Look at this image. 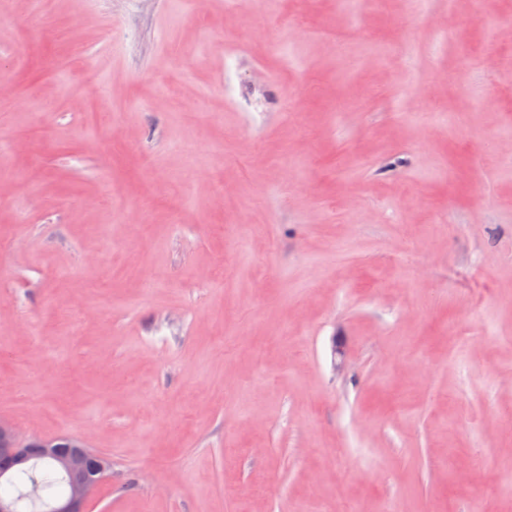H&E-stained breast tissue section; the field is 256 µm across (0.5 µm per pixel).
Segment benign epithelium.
I'll return each instance as SVG.
<instances>
[{"label": "benign epithelium", "instance_id": "7a95c632", "mask_svg": "<svg viewBox=\"0 0 512 512\" xmlns=\"http://www.w3.org/2000/svg\"><path fill=\"white\" fill-rule=\"evenodd\" d=\"M71 441L69 450L65 452L59 451L61 444L56 440L32 439L22 443L13 425L0 422L1 455L9 457L17 465L26 466L38 450L66 477L65 492L50 502L51 512H88L89 504L111 470L108 457L92 451L79 438L73 437ZM90 460L96 462V470L92 475L87 472Z\"/></svg>", "mask_w": 512, "mask_h": 512}]
</instances>
